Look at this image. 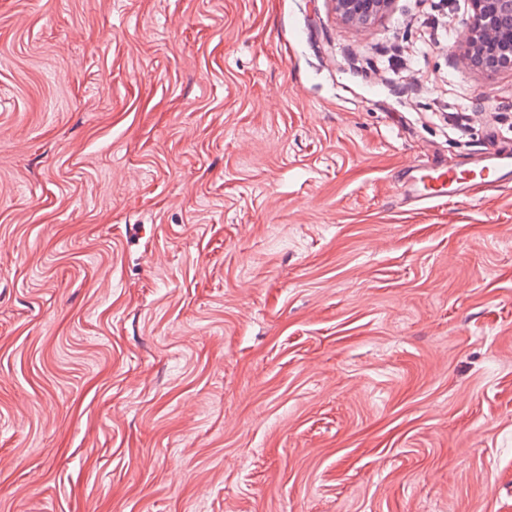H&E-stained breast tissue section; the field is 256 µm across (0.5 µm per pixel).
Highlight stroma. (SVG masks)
<instances>
[{"label":"stroma","instance_id":"stroma-1","mask_svg":"<svg viewBox=\"0 0 512 512\" xmlns=\"http://www.w3.org/2000/svg\"><path fill=\"white\" fill-rule=\"evenodd\" d=\"M470 0H0V512H512V148ZM336 15L359 29H369L391 7L394 0H331ZM511 183L512 153L494 149L462 166L407 169L402 178V195L427 204L445 198L470 199L486 188Z\"/></svg>","mask_w":512,"mask_h":512}]
</instances>
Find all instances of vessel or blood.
<instances>
[{"mask_svg": "<svg viewBox=\"0 0 512 512\" xmlns=\"http://www.w3.org/2000/svg\"><path fill=\"white\" fill-rule=\"evenodd\" d=\"M512 183V153L492 150L462 165L410 168L402 178L405 197L427 204L446 198L470 199L489 187Z\"/></svg>", "mask_w": 512, "mask_h": 512, "instance_id": "b4317fda", "label": "vessel or blood"}]
</instances>
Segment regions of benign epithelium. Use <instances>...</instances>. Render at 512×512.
I'll return each mask as SVG.
<instances>
[{
	"instance_id": "1",
	"label": "benign epithelium",
	"mask_w": 512,
	"mask_h": 512,
	"mask_svg": "<svg viewBox=\"0 0 512 512\" xmlns=\"http://www.w3.org/2000/svg\"><path fill=\"white\" fill-rule=\"evenodd\" d=\"M336 15L359 29L370 28L393 0H332ZM462 61L485 74L512 71V0H470Z\"/></svg>"
}]
</instances>
